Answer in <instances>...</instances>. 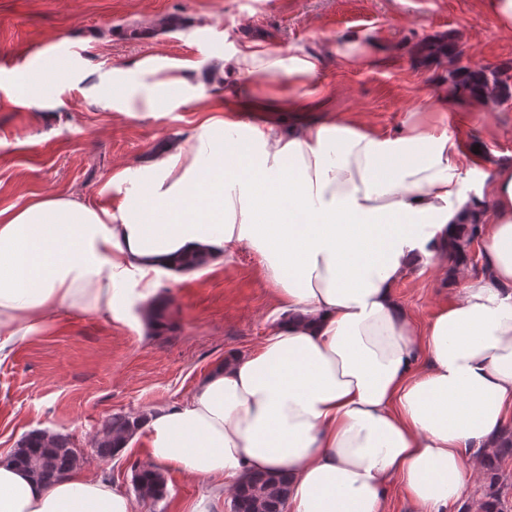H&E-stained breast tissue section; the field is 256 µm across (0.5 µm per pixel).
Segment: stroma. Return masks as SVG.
Wrapping results in <instances>:
<instances>
[{"instance_id":"1","label":"stroma","mask_w":512,"mask_h":512,"mask_svg":"<svg viewBox=\"0 0 512 512\" xmlns=\"http://www.w3.org/2000/svg\"><path fill=\"white\" fill-rule=\"evenodd\" d=\"M484 0H0V209L31 197L64 193L95 205L121 195L103 193L117 167L137 168L164 138L186 136L196 112L181 109L134 119L108 106H88L83 91L100 73L149 55L204 63L245 40L273 50L302 44L319 51L324 66L300 88L291 118L319 121L357 112L377 128L400 133L425 110L451 66L426 60L418 46L430 37L455 41L462 62L512 64V34L501 32ZM200 17L195 27H173L172 17ZM350 33L379 43L370 62L346 68L336 45ZM38 81L40 96L14 104L23 79ZM448 133L459 141L466 187L512 163V100L489 109L457 107ZM481 145L485 162L472 173L467 153ZM459 283L416 267L396 287L399 303L423 325ZM169 325L153 332L139 322L140 304L123 303L124 321L73 314L0 363V455L12 456L34 429L69 436L82 459L132 493L141 449L100 458L91 440L115 413L182 403L209 368L229 353L259 347L270 324L274 285L249 247L214 270L162 283ZM206 485L176 472L167 495L134 498L133 512H188Z\"/></svg>"}]
</instances>
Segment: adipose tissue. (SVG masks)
I'll return each instance as SVG.
<instances>
[{
	"label": "adipose tissue",
	"mask_w": 512,
	"mask_h": 512,
	"mask_svg": "<svg viewBox=\"0 0 512 512\" xmlns=\"http://www.w3.org/2000/svg\"><path fill=\"white\" fill-rule=\"evenodd\" d=\"M322 57L257 41L213 55H153L112 68L127 117L192 108L185 142L113 172L105 205L46 194L0 209V363L70 314L123 320L126 295L155 302L162 281L224 264L242 246L276 285L260 346L216 363L185 402L146 411L122 436L149 464L205 480L210 512L249 476L287 475L289 512H387L394 479L411 512H446L475 483L512 419V165L464 188L460 146L439 114L446 91L401 135L357 113L320 123L246 124L258 102L209 103L216 86L277 78L280 112ZM477 224L486 272L448 266L460 225ZM465 285L422 327L396 287L413 267ZM0 512H132L102 474L74 466L45 485L0 461Z\"/></svg>",
	"instance_id": "adipose-tissue-1"
}]
</instances>
